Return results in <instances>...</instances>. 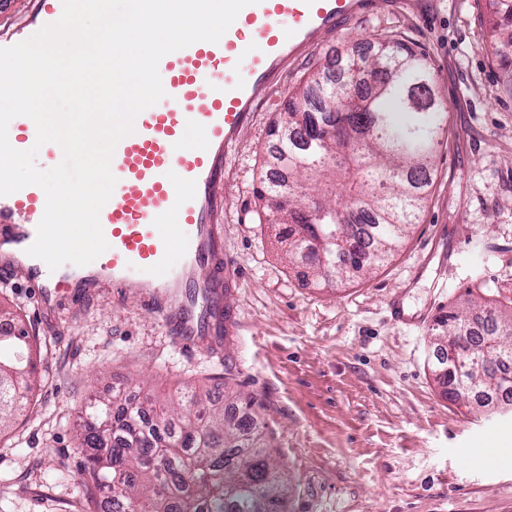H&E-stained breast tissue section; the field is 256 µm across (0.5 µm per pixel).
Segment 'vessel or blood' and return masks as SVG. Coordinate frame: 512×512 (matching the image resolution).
Listing matches in <instances>:
<instances>
[{"label": "vessel or blood", "mask_w": 512, "mask_h": 512, "mask_svg": "<svg viewBox=\"0 0 512 512\" xmlns=\"http://www.w3.org/2000/svg\"><path fill=\"white\" fill-rule=\"evenodd\" d=\"M28 2V17L0 31V47L30 38L62 15V0ZM363 4L255 0L218 42L199 41L165 55L158 65L163 104L136 117L133 133L112 156L117 184L99 215L109 243L104 255L77 272L49 270L27 255L46 205L43 190L30 185L0 196V274L20 276L43 307L65 295L81 304L106 286L137 297L187 350L221 335L217 300L231 275L219 223L227 156L288 61L315 48L338 24L358 18ZM33 126L25 116L10 122L15 149H30ZM189 127L201 136L200 146L186 145ZM174 253L180 256L175 266Z\"/></svg>", "instance_id": "b4317fda"}]
</instances>
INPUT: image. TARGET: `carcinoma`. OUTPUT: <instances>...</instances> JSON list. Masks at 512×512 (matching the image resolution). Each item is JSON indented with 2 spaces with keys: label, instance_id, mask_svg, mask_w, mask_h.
<instances>
[{
  "label": "carcinoma",
  "instance_id": "carcinoma-1",
  "mask_svg": "<svg viewBox=\"0 0 512 512\" xmlns=\"http://www.w3.org/2000/svg\"><path fill=\"white\" fill-rule=\"evenodd\" d=\"M495 56L512 47V0H490ZM363 67V82L340 112L344 73ZM426 54L402 39L377 41L375 52L346 56L343 73L319 71L288 100V129L273 122L275 159L291 180L259 191L278 224L288 225V255L306 257L323 280L343 282L384 265L419 222L447 112L434 94ZM344 181L345 200L321 202L311 217L301 199L323 181ZM438 326L464 336L458 356L476 359L467 383L483 406H512V383L498 374L512 364V306L450 313ZM40 355L24 331H0V432L26 409L37 387ZM244 416L224 411L210 392L188 390L165 404L146 397L117 404L89 400L76 425L84 457L80 486L98 512H283L288 481L263 443L256 402Z\"/></svg>",
  "mask_w": 512,
  "mask_h": 512
}]
</instances>
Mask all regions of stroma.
<instances>
[{"label": "stroma", "instance_id": "1", "mask_svg": "<svg viewBox=\"0 0 512 512\" xmlns=\"http://www.w3.org/2000/svg\"><path fill=\"white\" fill-rule=\"evenodd\" d=\"M487 0H372L290 61L228 155L224 225L235 276L222 345L181 349L160 316L104 289L42 310L0 276L6 323L34 335L36 401L0 435V512H85L74 448L84 399H168L227 385L264 406L291 491L284 512H512V465L482 449L512 442V418L454 404L430 365L437 316L512 301V83L491 49ZM379 35L423 51L448 113L419 224L373 273L321 285L285 254L284 224L258 218L274 120L312 71ZM421 324L394 322L390 304Z\"/></svg>", "mask_w": 512, "mask_h": 512}]
</instances>
